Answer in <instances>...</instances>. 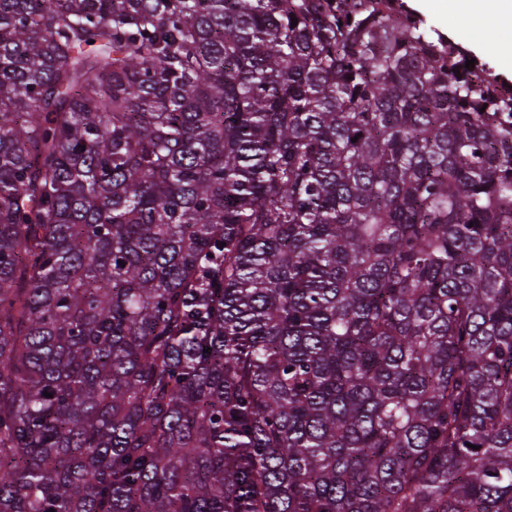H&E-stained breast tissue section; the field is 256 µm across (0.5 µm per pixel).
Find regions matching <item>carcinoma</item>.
I'll use <instances>...</instances> for the list:
<instances>
[{"mask_svg":"<svg viewBox=\"0 0 512 512\" xmlns=\"http://www.w3.org/2000/svg\"><path fill=\"white\" fill-rule=\"evenodd\" d=\"M471 59L404 0H0V512H512Z\"/></svg>","mask_w":512,"mask_h":512,"instance_id":"carcinoma-1","label":"carcinoma"}]
</instances>
